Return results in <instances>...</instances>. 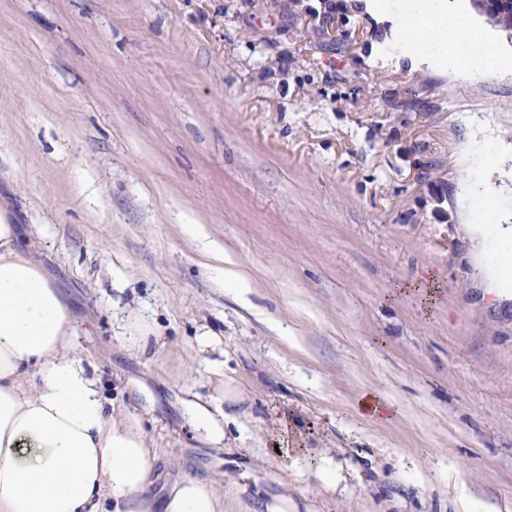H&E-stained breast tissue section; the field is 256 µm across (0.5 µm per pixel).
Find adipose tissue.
Instances as JSON below:
<instances>
[{
    "instance_id": "obj_1",
    "label": "adipose tissue",
    "mask_w": 512,
    "mask_h": 512,
    "mask_svg": "<svg viewBox=\"0 0 512 512\" xmlns=\"http://www.w3.org/2000/svg\"><path fill=\"white\" fill-rule=\"evenodd\" d=\"M379 9L400 41L454 59L465 78L512 70L511 56L473 38L458 0H379ZM464 230L484 288L512 297L491 250L512 244V225L488 211ZM40 250L0 209V512H224L214 483L196 477L148 497L155 455L137 425L108 411L76 350V311Z\"/></svg>"
}]
</instances>
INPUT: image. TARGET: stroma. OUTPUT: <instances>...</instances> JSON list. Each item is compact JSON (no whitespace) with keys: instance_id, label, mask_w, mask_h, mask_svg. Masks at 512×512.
Here are the masks:
<instances>
[{"instance_id":"1","label":"stroma","mask_w":512,"mask_h":512,"mask_svg":"<svg viewBox=\"0 0 512 512\" xmlns=\"http://www.w3.org/2000/svg\"><path fill=\"white\" fill-rule=\"evenodd\" d=\"M392 31L367 0H0V205L45 232L78 349L156 472L214 481L224 512H512V300L459 229L468 128L512 152V71L398 60ZM371 388L395 420L359 416ZM191 401L231 416L223 447ZM196 240L200 250L211 260L219 264V269L224 273V283L232 293H239L244 288V281L236 270L235 261L223 251L216 243L211 241L208 235L200 228H196ZM186 413L199 437L215 448L224 445V425L214 418L207 406L191 404Z\"/></svg>"}]
</instances>
